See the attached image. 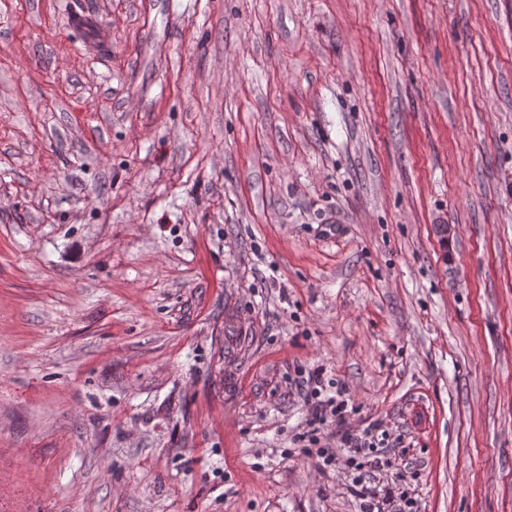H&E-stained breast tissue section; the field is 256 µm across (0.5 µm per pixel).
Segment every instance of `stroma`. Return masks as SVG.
I'll list each match as a JSON object with an SVG mask.
<instances>
[{
  "instance_id": "35a3bbf8",
  "label": "stroma",
  "mask_w": 512,
  "mask_h": 512,
  "mask_svg": "<svg viewBox=\"0 0 512 512\" xmlns=\"http://www.w3.org/2000/svg\"><path fill=\"white\" fill-rule=\"evenodd\" d=\"M317 366L512 512V0H0V512H357Z\"/></svg>"
}]
</instances>
